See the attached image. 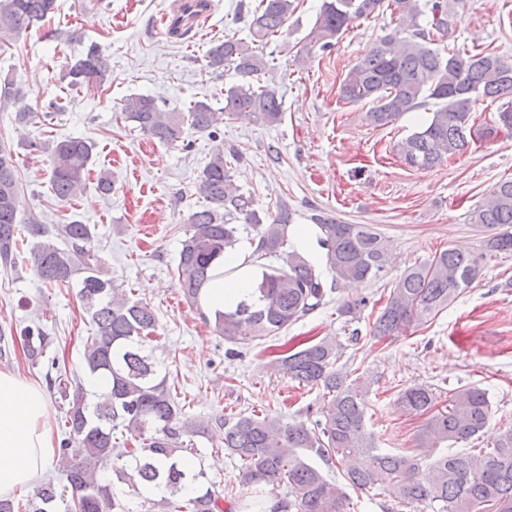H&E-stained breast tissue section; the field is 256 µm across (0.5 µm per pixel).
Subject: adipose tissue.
<instances>
[{"label":"adipose tissue","instance_id":"ef3b65f1","mask_svg":"<svg viewBox=\"0 0 512 512\" xmlns=\"http://www.w3.org/2000/svg\"><path fill=\"white\" fill-rule=\"evenodd\" d=\"M230 277L203 288L200 302L208 312L223 310L247 298L258 276L237 250L228 256ZM55 454L42 390L19 376L0 371V497L33 485Z\"/></svg>","mask_w":512,"mask_h":512}]
</instances>
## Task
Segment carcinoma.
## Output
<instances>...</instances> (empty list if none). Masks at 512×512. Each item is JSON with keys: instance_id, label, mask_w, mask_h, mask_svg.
<instances>
[{"instance_id": "1", "label": "carcinoma", "mask_w": 512, "mask_h": 512, "mask_svg": "<svg viewBox=\"0 0 512 512\" xmlns=\"http://www.w3.org/2000/svg\"><path fill=\"white\" fill-rule=\"evenodd\" d=\"M428 5L430 17L423 26L421 0H323L310 32L311 42L326 51L356 20L387 10L396 17V26L348 70L339 97L370 104L366 117L376 127L434 101L430 120L396 145L400 159L417 169L432 168L467 151L469 118L481 98L508 100L499 122L512 130V61L486 50L471 54L439 46L453 13L448 0H428ZM296 8V0H259L254 7L240 3L250 17L251 42L228 37L206 55V67L213 73L234 65L237 82L225 90L224 110L217 112L204 101H193L184 111L164 110L153 99L137 95L121 104L124 118L163 144L178 141L186 124L205 133L225 115L263 125L281 122L282 100L274 84L262 79L274 72V59L257 54L252 44L268 43ZM55 10L56 0H0V43ZM109 73L108 59L95 44L68 71L74 85L100 86ZM11 106L18 121L27 120L31 108L24 103V93L6 81L0 84V108ZM26 147L49 152L50 184L59 200L68 202L83 192L92 155L88 141L67 137ZM230 157L226 160L224 151L217 150L198 176L204 205L191 214L181 240L177 285L188 302L199 305L201 290L213 279L219 261L235 250L241 232L252 233L254 258L276 259L280 265H262L251 298L216 313V331L237 343L244 325L250 327L251 341L278 334L322 305L326 291L315 266L288 247V206L281 203L275 215H261L253 195L233 183L232 163L241 162L242 155L234 150ZM19 195L13 150L0 144V266L18 267L25 261L26 236L37 239L30 248L35 275L44 286L77 287L93 325L84 345L85 367L91 375L111 376L112 391L100 401L80 385L69 391V379L62 373L48 377L65 406L69 437L61 442L59 465L70 498L64 500L48 481L24 503L0 498V512H136L114 491L116 481L143 500L148 512H232L224 489L209 478L197 447L196 438L208 436L214 426L222 430L225 455L240 462L244 488H288V495L277 498L270 512H345L350 488L388 491L392 503L386 512L420 505L432 512H475L480 506L485 512H512V427L502 430L491 447L462 455L407 456L378 446L366 423L370 380L350 381L348 372L337 366L346 345L362 339L355 323L361 320L367 297L342 301V335L313 339L271 361L274 369L298 384L322 390L320 418L312 425L254 412L190 419L162 375V363L148 348L157 325L153 308L131 299L91 262L95 228L77 220L63 224L57 233L59 245L41 225L17 222ZM312 221L333 281L351 286L383 277L390 245L374 227L345 224L326 212L313 215ZM475 223L492 230L481 251L449 247L430 261L408 267L390 289L371 336H395L438 314L482 275L487 257L512 254V179L495 185ZM21 340L33 363L46 357L53 345V337L39 325L26 327ZM395 404L422 419L416 434L421 448L475 441L493 415L487 393L479 387L448 396L444 405L433 388L417 384L401 391ZM308 452L328 466L343 467L344 483L327 480L308 462ZM192 458L198 467L188 470L184 461Z\"/></svg>"}]
</instances>
